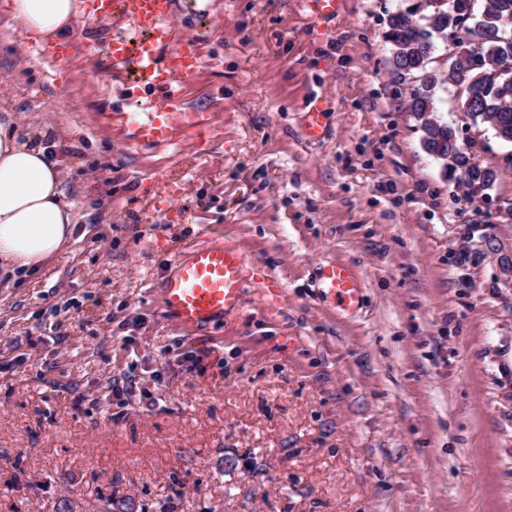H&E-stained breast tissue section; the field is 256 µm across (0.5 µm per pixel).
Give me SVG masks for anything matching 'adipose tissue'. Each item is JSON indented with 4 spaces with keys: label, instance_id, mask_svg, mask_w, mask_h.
<instances>
[{
    "label": "adipose tissue",
    "instance_id": "1",
    "mask_svg": "<svg viewBox=\"0 0 512 512\" xmlns=\"http://www.w3.org/2000/svg\"><path fill=\"white\" fill-rule=\"evenodd\" d=\"M6 8L25 33L43 41L69 34L80 15L78 0H8ZM76 229L56 163L0 123V272L39 268Z\"/></svg>",
    "mask_w": 512,
    "mask_h": 512
}]
</instances>
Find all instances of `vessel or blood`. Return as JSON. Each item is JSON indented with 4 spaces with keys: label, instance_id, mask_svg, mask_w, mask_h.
<instances>
[{
    "label": "vessel or blood",
    "instance_id": "1",
    "mask_svg": "<svg viewBox=\"0 0 512 512\" xmlns=\"http://www.w3.org/2000/svg\"><path fill=\"white\" fill-rule=\"evenodd\" d=\"M98 16L126 24L131 37H114L89 44L93 53L107 56L113 70H134L137 80L125 93L142 98L140 111H114L110 121L133 148L167 147L192 137L205 141L214 115L192 108L186 101L179 76L194 74L203 64L198 39L182 34L169 19L174 0H90ZM329 99L310 98L304 114V131L312 141L324 137ZM321 294L345 310L357 309L362 288L347 265L327 262L318 267ZM252 288L265 315L281 313L285 295L281 282L252 261L238 245L204 242L192 246L175 263L161 288L166 315L180 328L193 329L224 319L243 304L245 288Z\"/></svg>",
    "mask_w": 512,
    "mask_h": 512
}]
</instances>
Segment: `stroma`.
<instances>
[{
	"label": "stroma",
	"instance_id": "stroma-1",
	"mask_svg": "<svg viewBox=\"0 0 512 512\" xmlns=\"http://www.w3.org/2000/svg\"><path fill=\"white\" fill-rule=\"evenodd\" d=\"M175 0L203 41L186 82L215 114L204 145L132 149L124 106L78 19L68 59L0 6V114L48 149L77 219L69 247L0 278V512H96L180 493L179 512H512V288L480 242L485 200L448 180L404 109L389 15L415 0H344L323 26L306 0ZM333 109L303 135L313 94ZM437 90L461 147L498 170L512 144ZM488 197V198H489ZM240 245L283 284L282 318L242 309L189 332L161 286L187 247ZM323 261L353 268L359 309L325 301Z\"/></svg>",
	"mask_w": 512,
	"mask_h": 512
}]
</instances>
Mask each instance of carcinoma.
<instances>
[{"label":"carcinoma","instance_id":"carcinoma-1","mask_svg":"<svg viewBox=\"0 0 512 512\" xmlns=\"http://www.w3.org/2000/svg\"><path fill=\"white\" fill-rule=\"evenodd\" d=\"M459 8L472 3L475 25L467 27L465 47L476 51L486 60L485 73L468 71L459 66L441 79L432 74L418 88L413 97L405 102V110L420 122L424 150L443 162V173L464 185L470 196L477 190L487 191L498 179L493 168L471 164L469 153L461 151L455 157V165L446 163L450 142L455 129L436 115L435 89L441 84L464 88L463 109L475 123L491 127L502 141L512 143V84L502 85L503 77L497 73V65L505 58L512 60V0H456ZM451 16L448 13L417 16V11L407 10L392 14L387 21L385 40L396 50L390 64L412 68L415 73L428 72L427 66L434 54L437 35L448 32ZM123 512H134V501L117 491L103 501V512H114V507Z\"/></svg>","mask_w":512,"mask_h":512}]
</instances>
